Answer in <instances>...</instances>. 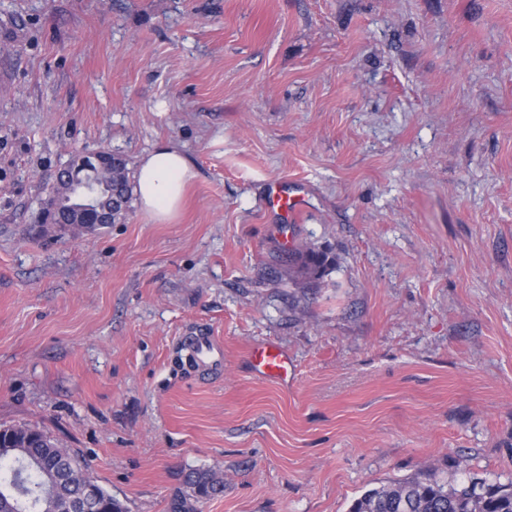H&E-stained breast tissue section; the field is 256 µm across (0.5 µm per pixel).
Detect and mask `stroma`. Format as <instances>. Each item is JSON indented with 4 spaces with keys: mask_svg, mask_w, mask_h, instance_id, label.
Listing matches in <instances>:
<instances>
[{
    "mask_svg": "<svg viewBox=\"0 0 512 512\" xmlns=\"http://www.w3.org/2000/svg\"><path fill=\"white\" fill-rule=\"evenodd\" d=\"M195 178L43 232L74 157ZM303 187L285 224L266 183ZM332 260L291 280L293 249ZM205 330L224 367H182ZM295 365L255 375L253 345ZM78 452L126 512H349L431 472L512 484V0H0V426ZM195 176L190 160L178 147L157 145L139 163L137 194L142 209L156 221L171 220ZM224 493V478L211 470L192 469L171 496L169 512H198L202 502Z\"/></svg>",
    "mask_w": 512,
    "mask_h": 512,
    "instance_id": "35a3bbf8",
    "label": "stroma"
}]
</instances>
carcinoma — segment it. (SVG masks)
Here are the masks:
<instances>
[{"label": "carcinoma", "instance_id": "1", "mask_svg": "<svg viewBox=\"0 0 512 512\" xmlns=\"http://www.w3.org/2000/svg\"><path fill=\"white\" fill-rule=\"evenodd\" d=\"M93 187L99 199L112 200V223L125 219L132 187L122 154H112V171L96 175ZM69 201L59 186L49 195L54 223H69ZM330 264L326 253L310 248L291 253L288 270L311 282L322 277ZM89 475L86 463L44 431L25 424L0 429V512H65L83 501L82 486ZM97 491L98 496L87 503L89 509L124 512L123 505L102 486ZM223 493V477L211 470L192 469L171 496L169 512H199L202 502ZM351 512H512V485L450 486L433 474H419L365 492Z\"/></svg>", "mask_w": 512, "mask_h": 512}]
</instances>
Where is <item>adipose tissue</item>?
I'll return each instance as SVG.
<instances>
[{
  "instance_id": "obj_1",
  "label": "adipose tissue",
  "mask_w": 512,
  "mask_h": 512,
  "mask_svg": "<svg viewBox=\"0 0 512 512\" xmlns=\"http://www.w3.org/2000/svg\"><path fill=\"white\" fill-rule=\"evenodd\" d=\"M195 176L188 157L178 147L157 145L139 163L137 194L142 209L154 220H171L182 204L187 184Z\"/></svg>"
}]
</instances>
